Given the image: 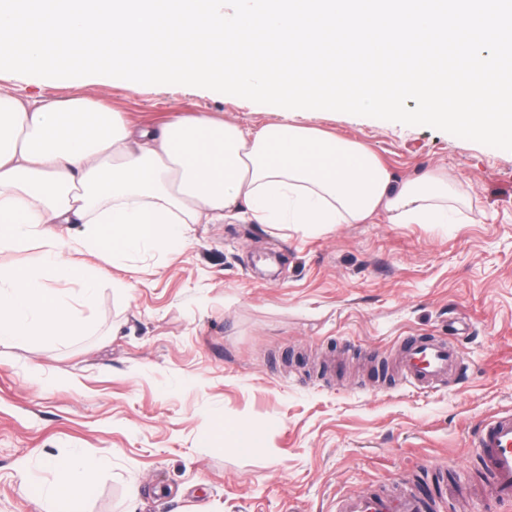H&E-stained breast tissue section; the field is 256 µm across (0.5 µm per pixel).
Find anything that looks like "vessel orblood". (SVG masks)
<instances>
[{
	"label": "vessel or blood",
	"instance_id": "obj_1",
	"mask_svg": "<svg viewBox=\"0 0 512 512\" xmlns=\"http://www.w3.org/2000/svg\"><path fill=\"white\" fill-rule=\"evenodd\" d=\"M397 381L416 389L437 388L448 377L464 379L468 365L463 350L447 338L409 336L396 350ZM474 445L479 449L493 494L512 501V412L484 421ZM433 505L420 490L371 495L349 493L336 502V512H432Z\"/></svg>",
	"mask_w": 512,
	"mask_h": 512
}]
</instances>
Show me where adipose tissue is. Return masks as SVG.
<instances>
[{
	"mask_svg": "<svg viewBox=\"0 0 512 512\" xmlns=\"http://www.w3.org/2000/svg\"><path fill=\"white\" fill-rule=\"evenodd\" d=\"M453 188L428 171L395 183L361 144L283 121L256 130L174 115L133 127L106 99H34L0 88V252L36 248L0 266V343L75 336L103 281L77 255L107 252L128 267L144 251L174 253L195 224L234 214L325 231L386 214L393 224H445ZM77 282V298L54 288ZM103 459L53 458L40 495L79 512Z\"/></svg>",
	"mask_w": 512,
	"mask_h": 512,
	"instance_id": "adipose-tissue-1",
	"label": "adipose tissue"
}]
</instances>
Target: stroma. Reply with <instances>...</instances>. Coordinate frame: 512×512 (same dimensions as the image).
<instances>
[{
    "label": "stroma",
    "instance_id": "35a3bbf8",
    "mask_svg": "<svg viewBox=\"0 0 512 512\" xmlns=\"http://www.w3.org/2000/svg\"><path fill=\"white\" fill-rule=\"evenodd\" d=\"M1 86L104 97L136 125L209 112L255 130L288 116L360 142L397 181L448 175L464 219L316 232L229 216L194 225L180 253L139 255L134 275L90 257L106 286L87 332L0 344V512H57L36 485L74 448L106 462L82 512H335L343 494L400 487L445 512H512L473 443L512 411V152L181 85L0 72ZM406 336L458 342L468 379L390 386L384 362ZM218 419L231 439L209 440Z\"/></svg>",
    "mask_w": 512,
    "mask_h": 512
}]
</instances>
